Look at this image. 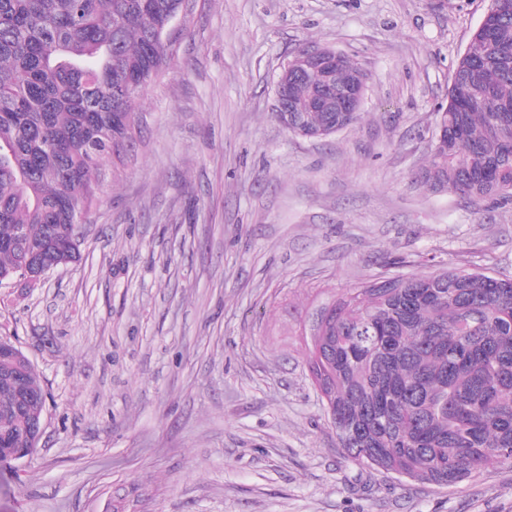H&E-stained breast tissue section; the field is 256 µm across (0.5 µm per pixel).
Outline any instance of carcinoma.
I'll return each instance as SVG.
<instances>
[{
  "label": "carcinoma",
  "mask_w": 512,
  "mask_h": 512,
  "mask_svg": "<svg viewBox=\"0 0 512 512\" xmlns=\"http://www.w3.org/2000/svg\"><path fill=\"white\" fill-rule=\"evenodd\" d=\"M183 0H0V277L20 267L16 231L45 255L96 199L99 167L122 161L140 118L141 90L168 67L153 37ZM493 40L473 32L444 124L463 142L433 148L422 184L475 203L512 197V0H495ZM481 62L476 70L473 61ZM336 86L296 77L305 125L331 136L360 119L314 106ZM307 369L324 396L339 447L388 478L456 485L493 462L512 465V279L448 268L383 275L324 305L310 326ZM0 383V432L32 444Z\"/></svg>",
  "instance_id": "cac0c4a2"
}]
</instances>
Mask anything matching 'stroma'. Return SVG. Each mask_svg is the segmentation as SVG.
Listing matches in <instances>:
<instances>
[{
    "label": "stroma",
    "mask_w": 512,
    "mask_h": 512,
    "mask_svg": "<svg viewBox=\"0 0 512 512\" xmlns=\"http://www.w3.org/2000/svg\"><path fill=\"white\" fill-rule=\"evenodd\" d=\"M488 5L187 0L80 260L0 287V337L46 393L0 512H512L506 464L452 486L362 470L306 365L318 310L379 272L512 278V199L420 182ZM302 44L366 76L360 120L324 139L272 117ZM284 64L286 65V67L288 66V57L286 58V60L282 64V66ZM282 66L280 67V71H279V73L277 75V79L275 81V108H274L275 112H272L273 118L279 122H280V119H279L278 112H288V109H285L282 106V103H281L282 100L289 96L290 97L293 96V93H294V83L291 80L288 81V73L286 76H283V67ZM287 69H288V67H287Z\"/></svg>",
    "instance_id": "obj_1"
}]
</instances>
